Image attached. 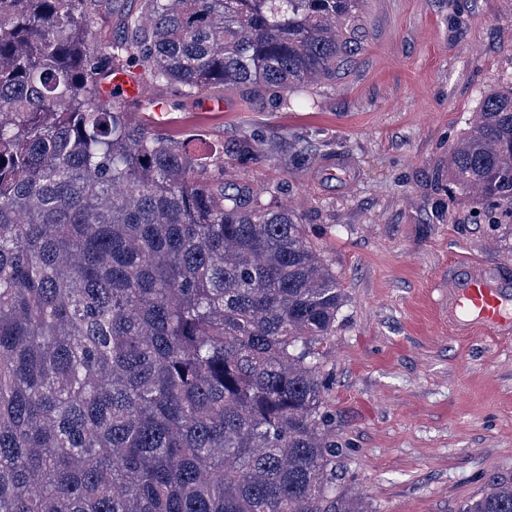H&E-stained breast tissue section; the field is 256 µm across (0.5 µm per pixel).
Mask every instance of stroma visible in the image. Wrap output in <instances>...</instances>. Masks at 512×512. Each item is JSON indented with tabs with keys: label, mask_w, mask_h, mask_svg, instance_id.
<instances>
[{
	"label": "stroma",
	"mask_w": 512,
	"mask_h": 512,
	"mask_svg": "<svg viewBox=\"0 0 512 512\" xmlns=\"http://www.w3.org/2000/svg\"><path fill=\"white\" fill-rule=\"evenodd\" d=\"M357 25L358 52L295 107L234 86L143 97L226 180L278 187L335 270L346 302L320 350L344 491L372 512H461L512 472V341L453 333L434 287L456 261L512 272V207L448 178L449 147L512 85V0H365ZM336 156L351 173L323 168Z\"/></svg>",
	"instance_id": "stroma-1"
}]
</instances>
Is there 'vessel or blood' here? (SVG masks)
<instances>
[{
  "label": "vessel or blood",
  "instance_id": "1",
  "mask_svg": "<svg viewBox=\"0 0 512 512\" xmlns=\"http://www.w3.org/2000/svg\"><path fill=\"white\" fill-rule=\"evenodd\" d=\"M104 92L108 95L117 92L134 100L142 95L141 81L132 73L119 71ZM444 303L448 323L456 331L497 337L512 335V278L499 265L449 267Z\"/></svg>",
  "mask_w": 512,
  "mask_h": 512
}]
</instances>
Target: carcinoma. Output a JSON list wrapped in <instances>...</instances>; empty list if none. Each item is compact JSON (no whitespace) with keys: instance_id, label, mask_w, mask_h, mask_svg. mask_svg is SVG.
<instances>
[{"instance_id":"obj_1","label":"carcinoma","mask_w":512,"mask_h":512,"mask_svg":"<svg viewBox=\"0 0 512 512\" xmlns=\"http://www.w3.org/2000/svg\"><path fill=\"white\" fill-rule=\"evenodd\" d=\"M0 0V512H369L338 488L318 345L345 295L299 218L103 99L333 79L360 0ZM448 178L512 205V87ZM462 512H512V473ZM118 17H114L112 22L106 23L104 21L95 22L92 25V34L89 45L92 47L106 45L113 39L123 38L125 36V29L119 22L121 14H133L140 10V0H118Z\"/></svg>"}]
</instances>
